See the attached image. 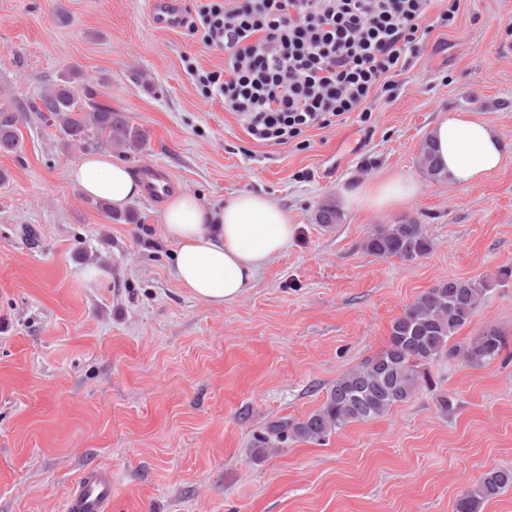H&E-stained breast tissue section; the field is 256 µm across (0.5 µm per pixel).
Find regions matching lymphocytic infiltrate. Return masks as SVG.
<instances>
[{
  "mask_svg": "<svg viewBox=\"0 0 512 512\" xmlns=\"http://www.w3.org/2000/svg\"><path fill=\"white\" fill-rule=\"evenodd\" d=\"M196 0L187 25L222 51V70L186 59L202 97L222 101L249 137L289 145L311 129L368 112L375 96L396 90L427 44L423 24L454 26L461 0Z\"/></svg>",
  "mask_w": 512,
  "mask_h": 512,
  "instance_id": "obj_1",
  "label": "lymphocytic infiltrate"
}]
</instances>
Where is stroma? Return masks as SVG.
Returning a JSON list of instances; mask_svg holds the SVG:
<instances>
[{"label":"stroma","mask_w":512,"mask_h":512,"mask_svg":"<svg viewBox=\"0 0 512 512\" xmlns=\"http://www.w3.org/2000/svg\"><path fill=\"white\" fill-rule=\"evenodd\" d=\"M223 52L156 27L148 0H0V104L17 142L0 151V512H61L87 468L112 471L110 512H454L489 470L512 467V354L484 367L439 360L423 390L382 418L254 460V439L318 409L336 378L378 354L391 322L439 282L512 266V0H462L367 120L313 129L303 146L254 142L203 98L184 57ZM76 69L79 88L121 112L141 146L130 172L164 167L211 212L263 193L295 232L238 300L215 306L170 274L160 207L102 209L70 169L95 140H70L32 108ZM492 123L502 167L470 186L432 180L421 145L440 113ZM400 172L403 207L343 206L342 194ZM340 204L325 227L315 214ZM416 218L417 260L367 255L377 226ZM512 337V282L487 295L468 338ZM458 408L447 415L436 395Z\"/></svg>","instance_id":"35a3bbf8"}]
</instances>
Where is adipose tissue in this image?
Wrapping results in <instances>:
<instances>
[{
	"instance_id": "ef3b65f1",
	"label": "adipose tissue",
	"mask_w": 512,
	"mask_h": 512,
	"mask_svg": "<svg viewBox=\"0 0 512 512\" xmlns=\"http://www.w3.org/2000/svg\"><path fill=\"white\" fill-rule=\"evenodd\" d=\"M430 137L439 164L459 185H471L497 171L504 152L492 123L463 112L442 113ZM71 179L89 197L122 209L140 192L132 174L106 154H89L70 171ZM418 183L396 173L344 193L346 205L383 211L409 203ZM163 230L176 245L171 274L191 293L221 305L241 297L259 271L287 250L294 234L288 212L268 196L240 193L224 201L214 214L196 195L179 191L161 212Z\"/></svg>"
}]
</instances>
